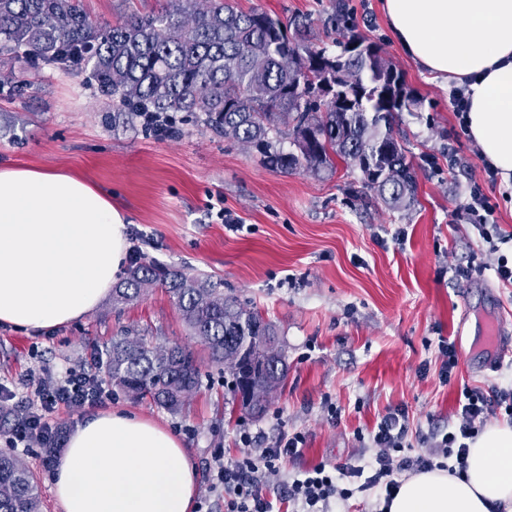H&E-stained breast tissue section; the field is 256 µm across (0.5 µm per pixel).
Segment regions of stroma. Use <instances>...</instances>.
I'll return each mask as SVG.
<instances>
[{
    "instance_id": "35a3bbf8",
    "label": "stroma",
    "mask_w": 512,
    "mask_h": 512,
    "mask_svg": "<svg viewBox=\"0 0 512 512\" xmlns=\"http://www.w3.org/2000/svg\"><path fill=\"white\" fill-rule=\"evenodd\" d=\"M168 0H83L91 18L119 22L160 10ZM281 20L306 14L324 43L337 39L322 21L331 0H236ZM359 31L381 45L423 99L418 112L400 113L396 127L417 168L416 203L395 210L375 193H360L359 170L337 160L332 173L278 171L237 141L192 122L164 138L141 121L113 120L86 73L55 64H0V85L17 78L25 96L0 94V166L25 164L76 171L127 215L128 243L155 261L223 280L225 294L257 308L279 334L288 379L257 417L233 404L224 366L210 363L168 294L147 289L113 308L111 298L81 319L38 331L0 324V387L23 395L33 370L62 372L94 366L113 336L144 331L158 346L192 348L201 385L179 412L113 389L105 410L139 414L176 434L197 472V496H210L212 453L240 456L242 431L272 442L286 432L307 437L294 472L320 462L342 464L357 452L358 431L388 409L409 411L408 455L423 453L422 437L454 419L461 384L487 390L512 383V355L480 369L478 329L494 317L512 335V286L492 271L461 278L460 268L494 257L471 226L455 222L473 185H480L495 218L512 233V184L488 180L475 143L452 111L450 96L394 40L381 0H347ZM454 340L458 367L442 383L440 339ZM340 415L331 419L327 404ZM12 415L0 413V453L14 452L38 481L41 512H62L39 449H8Z\"/></svg>"
}]
</instances>
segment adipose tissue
Masks as SVG:
<instances>
[{
    "label": "adipose tissue",
    "mask_w": 512,
    "mask_h": 512,
    "mask_svg": "<svg viewBox=\"0 0 512 512\" xmlns=\"http://www.w3.org/2000/svg\"><path fill=\"white\" fill-rule=\"evenodd\" d=\"M395 40L441 86L465 89L467 134L512 179V0H382ZM125 213L82 175L0 167V322L37 330L82 318L127 256ZM62 512H192L183 441L122 410L87 417L54 475ZM388 512H512V425H486L463 475L401 480Z\"/></svg>",
    "instance_id": "1"
}]
</instances>
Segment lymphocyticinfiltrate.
<instances>
[{
    "label": "lymphocytic infiltrate",
    "mask_w": 512,
    "mask_h": 512,
    "mask_svg": "<svg viewBox=\"0 0 512 512\" xmlns=\"http://www.w3.org/2000/svg\"><path fill=\"white\" fill-rule=\"evenodd\" d=\"M495 210L479 191H471L462 217L486 243L508 242L494 218ZM25 410L10 431L12 446L40 448L45 470L57 466L70 429L58 423L59 409L81 414L104 403L110 396L106 380L99 372L70 368L62 374L43 369L27 375ZM505 414L512 418V384L485 391L462 385L459 407L447 430L428 438L429 452L409 456L405 453L409 413L405 407L390 409L368 433L362 451L341 465L320 463L312 468L288 474L287 460L301 456L306 436L301 432L282 434L273 444H264L261 436L243 432L240 441L244 453L236 459L224 454L212 455L209 462L211 489L224 495V512H275L267 489L274 484L288 488L293 512H333L355 494L379 492L384 501H392L403 473L434 468L436 460L448 463L449 473L462 475L467 466L469 440L475 439L490 416Z\"/></svg>",
    "instance_id": "1"
}]
</instances>
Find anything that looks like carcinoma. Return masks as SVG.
<instances>
[{
    "label": "carcinoma",
    "mask_w": 512,
    "mask_h": 512,
    "mask_svg": "<svg viewBox=\"0 0 512 512\" xmlns=\"http://www.w3.org/2000/svg\"><path fill=\"white\" fill-rule=\"evenodd\" d=\"M325 29L342 33L330 49L314 37L308 17L284 23L271 14L242 11L227 0H169L157 12L97 25L70 0H0V58L29 67L56 64L89 72L99 96L132 121L146 112H184L206 129L255 149L262 165L314 173L336 159L360 171L361 188L393 208L416 202L417 171L395 123L399 113L421 110L423 98L357 32L344 0H334ZM288 124L290 149L278 137ZM168 293L182 321L224 363V348L239 352L243 369L260 353L273 325L224 295V280L191 275L154 262H136L112 289V305L138 300L148 288ZM112 384L177 411L200 384L194 352L158 347L129 328L107 352ZM268 390L283 384V355L267 368ZM37 482L17 457L0 455V512H40Z\"/></svg>",
    "instance_id": "carcinoma-1"
}]
</instances>
